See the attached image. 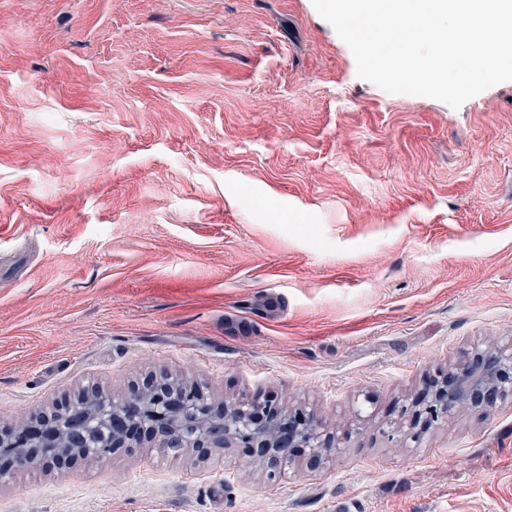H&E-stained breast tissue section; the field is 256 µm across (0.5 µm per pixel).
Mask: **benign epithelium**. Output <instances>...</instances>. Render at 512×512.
<instances>
[{
  "label": "benign epithelium",
  "instance_id": "7a95c632",
  "mask_svg": "<svg viewBox=\"0 0 512 512\" xmlns=\"http://www.w3.org/2000/svg\"><path fill=\"white\" fill-rule=\"evenodd\" d=\"M85 395L98 404L91 416L69 402L52 410L59 416L56 421L45 413L35 425L0 430V476L5 465L11 469L29 465L22 448H43V466L60 471L68 462L85 457L80 451L84 447L80 426L91 417L108 428L111 455L119 449L131 453L145 443L173 455L191 449L201 458L213 448H243L274 475L296 448L307 450L311 467L336 453L314 410L300 406L278 411L272 398L217 403L200 391L186 399L169 389L163 378L150 380L120 400L102 387ZM508 400L512 401V344L463 347L454 363L436 371L426 380L424 391L402 405L400 423L421 434L433 425L436 411L449 421L466 408L492 411ZM3 459L7 464H1Z\"/></svg>",
  "mask_w": 512,
  "mask_h": 512
}]
</instances>
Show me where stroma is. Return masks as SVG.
<instances>
[{
	"mask_svg": "<svg viewBox=\"0 0 512 512\" xmlns=\"http://www.w3.org/2000/svg\"><path fill=\"white\" fill-rule=\"evenodd\" d=\"M511 338L512 81L387 93L312 0H0V427L170 374L342 442L18 470L0 512H512V403L383 431Z\"/></svg>",
	"mask_w": 512,
	"mask_h": 512,
	"instance_id": "35a3bbf8",
	"label": "stroma"
}]
</instances>
